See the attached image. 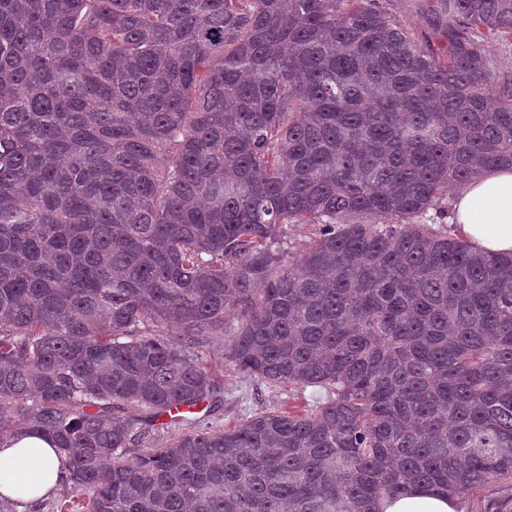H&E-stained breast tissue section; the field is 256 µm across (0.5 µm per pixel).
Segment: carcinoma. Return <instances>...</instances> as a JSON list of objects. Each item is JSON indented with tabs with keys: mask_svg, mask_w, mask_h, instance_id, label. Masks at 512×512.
<instances>
[{
	"mask_svg": "<svg viewBox=\"0 0 512 512\" xmlns=\"http://www.w3.org/2000/svg\"><path fill=\"white\" fill-rule=\"evenodd\" d=\"M0 0V437L41 433L87 512H374L512 475V255L447 191L512 167V0ZM312 242L300 252L288 228ZM305 410L188 431L221 385ZM376 3L399 21L415 42L420 44L426 38L433 40V34L419 12V0H377ZM484 47L501 79L512 81V33L489 35L485 31ZM232 341V337L224 333L217 336H209L204 347L193 352V357L198 358L213 377L221 384L223 389V401L211 413L205 408V403L200 405L198 411L189 416L192 424L187 425L181 421L168 422L166 416L158 419L149 438L141 445L127 448L126 457L133 458L143 454L154 446H163L172 442L178 436L189 430L203 428L229 429L239 424L246 416H250L264 409H296L316 405L317 399L325 396L324 391L318 388L302 386L274 387L262 383L257 378L250 377L233 370L225 362V353ZM296 407V408H294ZM161 423H166L161 425Z\"/></svg>",
	"mask_w": 512,
	"mask_h": 512,
	"instance_id": "carcinoma-1",
	"label": "carcinoma"
}]
</instances>
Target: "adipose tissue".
I'll return each mask as SVG.
<instances>
[{"instance_id":"obj_1","label":"adipose tissue","mask_w":512,"mask_h":512,"mask_svg":"<svg viewBox=\"0 0 512 512\" xmlns=\"http://www.w3.org/2000/svg\"><path fill=\"white\" fill-rule=\"evenodd\" d=\"M451 224L475 248L512 253V169L494 167L462 185L452 200ZM65 465L51 441L40 435L0 443V498L16 503L19 512L56 489ZM377 512H458L454 499L415 486L380 500Z\"/></svg>"}]
</instances>
